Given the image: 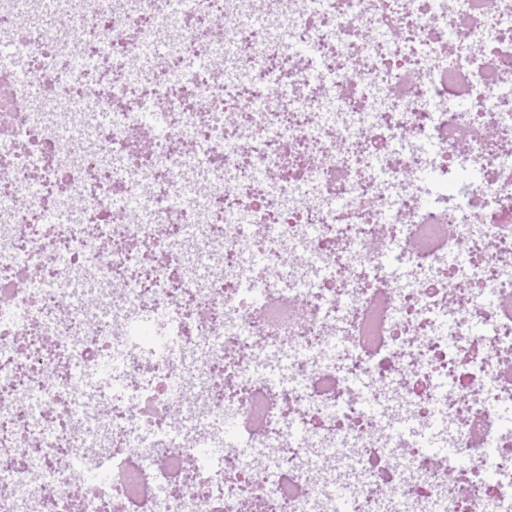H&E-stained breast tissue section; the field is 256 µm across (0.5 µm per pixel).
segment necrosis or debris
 Wrapping results in <instances>:
<instances>
[{
  "mask_svg": "<svg viewBox=\"0 0 512 512\" xmlns=\"http://www.w3.org/2000/svg\"><path fill=\"white\" fill-rule=\"evenodd\" d=\"M58 4L54 30L44 0H0L22 62L0 118V512H512V0H262L258 23L251 0ZM461 19L463 88L437 66ZM212 56L247 81L226 92ZM147 103L168 133L134 150ZM426 137L432 156H393ZM466 137L467 202L419 205L416 173L451 177ZM394 243L411 287L384 273ZM75 282L102 310L70 302ZM220 420L276 477L231 456L187 472Z\"/></svg>",
  "mask_w": 512,
  "mask_h": 512,
  "instance_id": "obj_1",
  "label": "necrosis or debris"
}]
</instances>
